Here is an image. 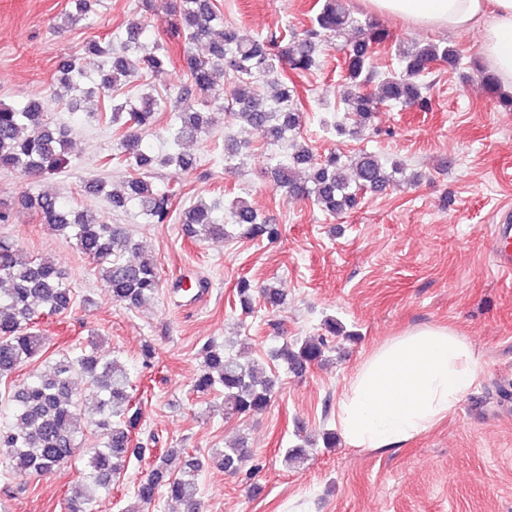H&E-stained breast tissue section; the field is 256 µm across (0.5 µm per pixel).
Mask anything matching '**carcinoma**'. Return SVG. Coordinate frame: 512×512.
Returning a JSON list of instances; mask_svg holds the SVG:
<instances>
[{
  "label": "carcinoma",
  "instance_id": "carcinoma-1",
  "mask_svg": "<svg viewBox=\"0 0 512 512\" xmlns=\"http://www.w3.org/2000/svg\"><path fill=\"white\" fill-rule=\"evenodd\" d=\"M98 2L72 0L74 10L61 16L57 28L62 30L92 18ZM138 8L140 18L131 22L124 34L84 46L85 53L103 58L97 82L109 95L125 85L164 73L169 63L168 50L162 44L155 41L148 51L143 43L153 0H138ZM170 16V34L183 41L188 68L187 82L177 91L181 110L171 140L194 141L211 133L217 123L216 114L222 112L247 125L263 143L284 149L286 160L273 172L277 188L311 199L330 214L352 210L361 194L406 178L407 164L401 160L386 163L367 151L350 158L334 153L317 159L298 140L302 112L295 103L294 89L282 80L281 71L285 65L300 72L318 69L324 42L353 23L344 0H322L311 26L264 39L224 25L214 0H173ZM357 30L362 38L346 57L341 100L360 127L372 124L380 106L386 103L429 107V86L424 76L430 73V65L438 61L450 67L458 64V52L450 45L403 42L396 47L399 70L378 73L370 65L369 48L386 42L389 34L372 22L357 26ZM195 44L205 45L207 55L194 54ZM58 72L73 88L86 78L85 70L73 58L63 60ZM219 72L238 79L237 92L228 105L224 104V90L217 88L215 81ZM372 83L376 84L375 90L365 92ZM265 85L271 93L261 92ZM165 107L166 98H156L149 92L136 99L127 96L112 102L109 125L115 133L116 147L114 153L104 157L103 165H123L129 175L121 188L110 192L100 178L88 180L83 186L87 195H106L114 212L137 208L147 224H167L173 217L174 193L153 184V169L174 165L188 173L200 163L191 153L158 156L142 146L140 131L151 126L156 113ZM249 145L247 140L225 136V168H235L236 161L247 155ZM68 146L66 131L49 121L45 102L33 100L21 108L0 104V169L19 170L38 182L68 167ZM21 202L89 259L101 288L113 301L139 308L156 298L161 288L158 265L143 256L136 261L123 259L136 247L120 225L58 194L27 191ZM222 209L220 200L207 203L200 199L182 210L180 222L195 240L220 239L224 237V223L216 212ZM228 213L244 238L273 240L279 235L277 225L262 221L243 200L232 201ZM236 290L245 312L252 309L257 296L272 309L285 304L283 291L272 282L257 286L242 278ZM76 300L75 288L50 257L33 258L16 240L0 237V381L45 355L47 338L39 330L38 320L65 313ZM340 332L336 319L327 318L321 334L295 345L285 343L274 356L291 372L301 374L327 359L329 338ZM200 354L202 361L193 377L192 391L222 395L224 415H247L270 405L275 382L265 375L260 363H244L215 341L205 343ZM54 356L49 368H34L8 396V415L0 420V464L19 476L44 475L66 467L82 451L87 456L85 476L68 499V512H98L102 496L111 493L112 482L127 469L131 457L140 458L148 451L133 439L141 420L133 399V382L118 359L102 352L94 340L76 349H61ZM87 413L97 417V441L83 449L81 421ZM315 444L303 438L300 444L286 449L285 465L304 463L307 448ZM247 457L248 448L242 441L213 448L203 459L187 454L183 448H172L154 461L148 476L136 485V506L125 512H143L145 506L162 497L180 503L185 512H200L202 470L213 465L236 473ZM176 458L180 466L173 471L171 463Z\"/></svg>",
  "mask_w": 512,
  "mask_h": 512
}]
</instances>
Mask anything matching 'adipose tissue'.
Instances as JSON below:
<instances>
[{
	"mask_svg": "<svg viewBox=\"0 0 512 512\" xmlns=\"http://www.w3.org/2000/svg\"><path fill=\"white\" fill-rule=\"evenodd\" d=\"M377 14L419 28L480 32L478 52L512 91V0H365ZM476 381L470 340L445 326H415L358 367L336 418L351 447L394 449L445 419Z\"/></svg>",
	"mask_w": 512,
	"mask_h": 512,
	"instance_id": "ef3b65f1",
	"label": "adipose tissue"
}]
</instances>
